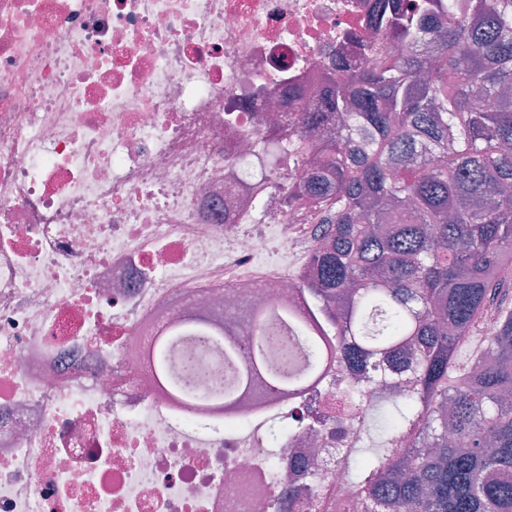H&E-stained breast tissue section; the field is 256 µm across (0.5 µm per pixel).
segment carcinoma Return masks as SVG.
<instances>
[{
	"instance_id": "obj_1",
	"label": "carcinoma",
	"mask_w": 512,
	"mask_h": 512,
	"mask_svg": "<svg viewBox=\"0 0 512 512\" xmlns=\"http://www.w3.org/2000/svg\"><path fill=\"white\" fill-rule=\"evenodd\" d=\"M434 40L432 57L416 47ZM367 69L340 67L310 111L285 129L288 156L318 152L284 201L317 226L296 304L250 315L254 335L282 329L276 372L256 341L195 321L168 329L146 356L158 372L185 333L224 348V379L199 405L257 382L300 397L322 391L363 410L361 447L343 452L352 502L338 512H512V307L497 301L512 268V0H436L393 18ZM492 310L497 328L466 363L460 342ZM347 366L355 381L335 383ZM407 369L398 398L369 393ZM347 414L288 409L279 433L343 426ZM322 488L288 484L274 512L309 510Z\"/></svg>"
}]
</instances>
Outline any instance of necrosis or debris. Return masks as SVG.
Listing matches in <instances>:
<instances>
[{
    "label": "necrosis or debris",
    "mask_w": 512,
    "mask_h": 512,
    "mask_svg": "<svg viewBox=\"0 0 512 512\" xmlns=\"http://www.w3.org/2000/svg\"><path fill=\"white\" fill-rule=\"evenodd\" d=\"M407 0H0V512H265L314 458L316 512L349 492L359 426L280 443L286 392L189 406L139 356L198 315L252 340L298 299L311 227L268 141ZM262 210H255V200ZM198 388L224 352L195 336Z\"/></svg>",
    "instance_id": "necrosis-or-debris-1"
}]
</instances>
